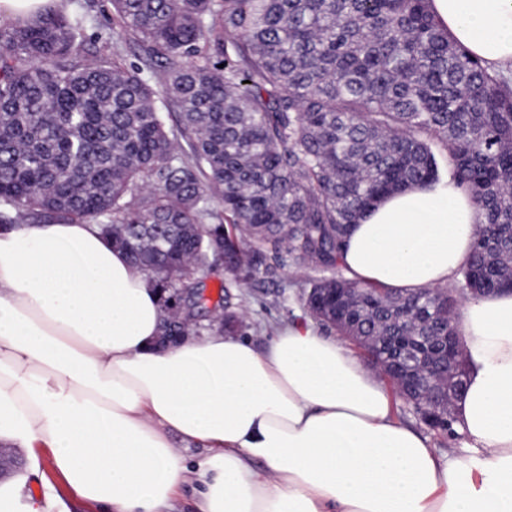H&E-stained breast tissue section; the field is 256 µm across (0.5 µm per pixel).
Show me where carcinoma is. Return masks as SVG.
<instances>
[{
	"label": "carcinoma",
	"instance_id": "obj_1",
	"mask_svg": "<svg viewBox=\"0 0 512 512\" xmlns=\"http://www.w3.org/2000/svg\"><path fill=\"white\" fill-rule=\"evenodd\" d=\"M109 3L141 64L81 62L82 21L62 10L0 27V226L96 221L182 301L163 336L239 332L231 290L287 264L324 273L300 300L340 336H457L466 290L512 289V86L430 0ZM437 146L480 231L455 283L401 322V295L345 276L343 249L381 199L440 182ZM338 288L369 308H338Z\"/></svg>",
	"mask_w": 512,
	"mask_h": 512
}]
</instances>
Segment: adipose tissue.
<instances>
[{
  "label": "adipose tissue",
  "mask_w": 512,
  "mask_h": 512,
  "mask_svg": "<svg viewBox=\"0 0 512 512\" xmlns=\"http://www.w3.org/2000/svg\"><path fill=\"white\" fill-rule=\"evenodd\" d=\"M449 37L512 79V0H431ZM478 207L453 182L413 185L353 225L348 277L412 294L450 283ZM157 289L99 224L0 230V446L29 453L0 512H512V292L462 311L466 389L440 455L396 422L384 387L336 337L288 326L163 348ZM205 449L190 460V447ZM40 493L28 492V484Z\"/></svg>",
  "instance_id": "1"
}]
</instances>
